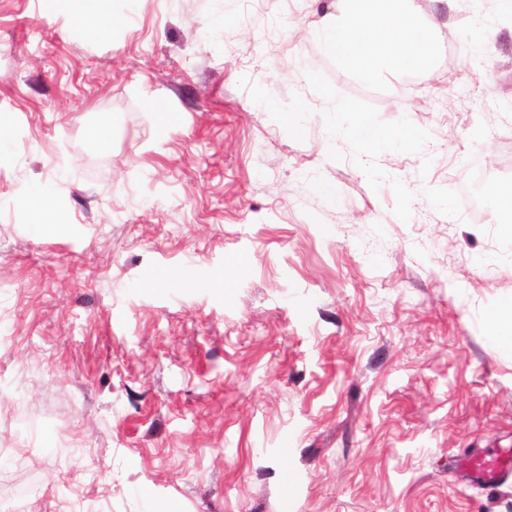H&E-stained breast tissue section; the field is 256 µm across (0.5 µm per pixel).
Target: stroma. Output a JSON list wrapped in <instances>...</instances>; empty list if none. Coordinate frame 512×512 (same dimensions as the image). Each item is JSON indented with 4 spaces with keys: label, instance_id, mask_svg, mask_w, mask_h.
<instances>
[{
    "label": "stroma",
    "instance_id": "35a3bbf8",
    "mask_svg": "<svg viewBox=\"0 0 512 512\" xmlns=\"http://www.w3.org/2000/svg\"><path fill=\"white\" fill-rule=\"evenodd\" d=\"M331 3L0 0V512H512V13L367 81ZM25 207L29 213L30 222L36 224L42 235L52 236L59 228L50 210L49 195L45 192L29 196L25 201ZM490 324L493 328V335L491 338L498 348L503 350L512 349V305L505 304L499 309L495 310L489 318ZM461 463L472 472L478 484L493 486L504 473L512 472V448L494 456H465Z\"/></svg>",
    "mask_w": 512,
    "mask_h": 512
}]
</instances>
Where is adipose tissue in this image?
<instances>
[{"mask_svg":"<svg viewBox=\"0 0 512 512\" xmlns=\"http://www.w3.org/2000/svg\"><path fill=\"white\" fill-rule=\"evenodd\" d=\"M439 31L419 0H336L319 26L322 48L366 80L402 70L426 72Z\"/></svg>","mask_w":512,"mask_h":512,"instance_id":"adipose-tissue-1","label":"adipose tissue"}]
</instances>
